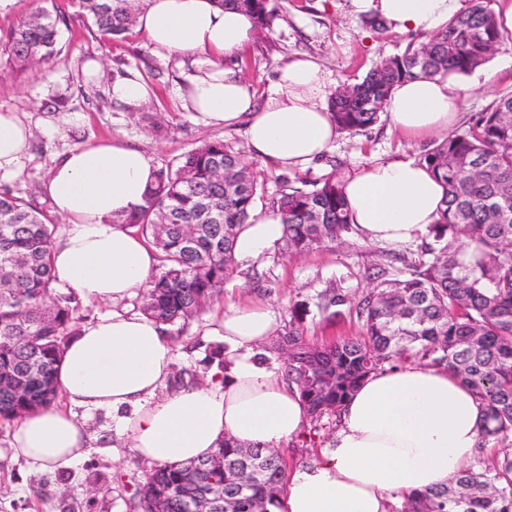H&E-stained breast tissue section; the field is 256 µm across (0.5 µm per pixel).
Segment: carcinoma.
Listing matches in <instances>:
<instances>
[{
	"label": "carcinoma",
	"instance_id": "obj_1",
	"mask_svg": "<svg viewBox=\"0 0 512 512\" xmlns=\"http://www.w3.org/2000/svg\"><path fill=\"white\" fill-rule=\"evenodd\" d=\"M87 21L110 40L125 36L139 7L134 0H81ZM248 13L256 31L278 18L272 0H217ZM62 19L40 10L6 35L17 71L58 53ZM506 40L492 0L469 8L441 32L408 43L360 83L336 91L330 103L340 132L375 123L393 86L420 75H463L486 63ZM418 163L443 184L441 219L430 225L418 260L406 273L385 278L356 303L363 332L354 338L310 343L290 328L268 347L284 360L310 421L339 413L359 383L412 355L448 369L471 388L485 410L482 447L497 455L463 468L455 481L404 498L401 512H512V94L497 99L468 129L425 150ZM224 172V179L217 177ZM264 182L241 151L207 141L176 166L156 169L144 205L119 220L151 239L161 271L144 296L143 314L165 325L186 323L218 300L237 270L236 229L245 223ZM290 252L343 240L354 231L336 170L297 187L280 183L274 201ZM197 225L185 238L184 225ZM55 225L30 201L0 193V260L18 268L0 277V423L58 404L56 371L63 349L78 332L79 305L58 290L49 263ZM477 243L461 260L459 242ZM248 451L251 464L240 461ZM224 512H275L286 480V462L260 447L224 440ZM158 466L132 497L133 512H190L188 494L201 477L193 465Z\"/></svg>",
	"mask_w": 512,
	"mask_h": 512
}]
</instances>
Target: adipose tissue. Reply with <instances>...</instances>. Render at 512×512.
<instances>
[{
    "label": "adipose tissue",
    "mask_w": 512,
    "mask_h": 512,
    "mask_svg": "<svg viewBox=\"0 0 512 512\" xmlns=\"http://www.w3.org/2000/svg\"><path fill=\"white\" fill-rule=\"evenodd\" d=\"M355 13L381 17L398 34L431 35L460 15L462 0H351ZM137 27L157 50L200 52L209 66L188 88L192 111L207 124H245L252 157L284 169L320 158L338 136L326 105L328 79L313 58L278 70L265 97L224 67L227 55L255 36L250 17L215 0H146ZM463 88L447 78L398 83L387 112L412 139L457 123ZM31 129L15 111H0V173L17 170ZM154 180L146 153L123 142L96 140L68 151L43 193L66 222L50 251L59 283L78 300L109 301L111 313L81 325L66 346L57 383L69 408L29 413L14 427V457L36 469H65L88 446L76 414L111 412L117 433L148 466H177L210 455L225 438L276 448L309 420L298 390L252 361L254 347L274 337L279 313L262 303L220 308L211 332L233 347L227 380L166 391L174 355L162 324L122 304L147 291L156 253L121 220L143 202ZM350 221L362 240L401 245L436 223L443 188L421 165L377 162L343 181ZM275 213L252 211L240 225L234 254L249 261L281 243ZM484 412L469 387L431 365L401 363L372 375L344 403L336 430L316 460L290 471L282 512H387L395 495L420 493L455 479L481 445Z\"/></svg>",
    "instance_id": "1"
}]
</instances>
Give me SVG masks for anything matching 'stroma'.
I'll return each instance as SVG.
<instances>
[{"instance_id": "stroma-1", "label": "stroma", "mask_w": 512, "mask_h": 512, "mask_svg": "<svg viewBox=\"0 0 512 512\" xmlns=\"http://www.w3.org/2000/svg\"><path fill=\"white\" fill-rule=\"evenodd\" d=\"M279 18L272 31L256 34L238 53L233 68L257 93H267L278 68L298 56L318 60L330 89L361 81L381 61L401 53L410 35L376 30L365 17L354 15L350 0H278ZM60 14V51L53 58L19 72L9 65L0 46V110H14L31 126L29 152L16 173L0 177V192L30 199L43 213L51 206L41 187L51 170L70 149L90 140L117 138L145 151L154 167L176 163L203 141L221 139L243 149L244 127H214L189 109L186 89L201 68L199 62L154 48L137 28L110 41L89 27L78 0H16L11 14L0 16V31L10 29L41 8ZM137 74L150 85L145 103L130 107L110 95L115 78ZM471 88L464 101L458 129H466L480 112L502 94L512 92V40H505L477 73L466 74ZM438 136L409 139L395 130L388 115L353 133L339 134L325 157L304 170L283 171L267 162L257 169L267 179L266 192L255 202L268 211L279 191L278 178L310 182L330 170L347 175L388 160L414 161ZM417 243L402 247L361 241L351 234L342 244L326 243L303 253L279 247L254 262H239L237 273L224 285L220 303L262 302L282 314L281 331L299 327L306 340L324 343L356 337L362 322L357 300L372 287L377 268L397 276L401 257H415ZM338 289L348 304L326 309L320 294ZM213 308H206L185 325L167 329L175 354V376L187 382L204 381L218 336L205 335ZM337 419L324 417L312 434H301L280 448L288 467L311 463L336 429ZM94 441L87 454L65 470H33L11 455L12 429L0 426V512H131L130 501L148 468L112 430V416L88 414Z\"/></svg>"}]
</instances>
